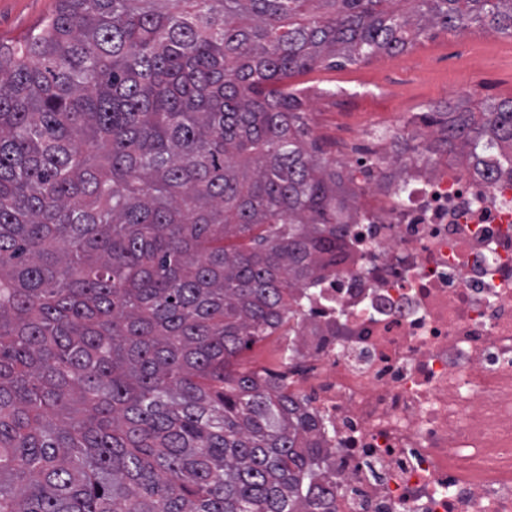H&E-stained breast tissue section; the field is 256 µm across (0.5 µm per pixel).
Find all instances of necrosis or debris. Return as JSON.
<instances>
[{"label": "necrosis or debris", "instance_id": "4bbe7bcc", "mask_svg": "<svg viewBox=\"0 0 512 512\" xmlns=\"http://www.w3.org/2000/svg\"><path fill=\"white\" fill-rule=\"evenodd\" d=\"M366 165L343 260L280 331L328 512H512V170Z\"/></svg>", "mask_w": 512, "mask_h": 512}]
</instances>
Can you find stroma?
I'll use <instances>...</instances> for the list:
<instances>
[{
    "instance_id": "1",
    "label": "stroma",
    "mask_w": 512,
    "mask_h": 512,
    "mask_svg": "<svg viewBox=\"0 0 512 512\" xmlns=\"http://www.w3.org/2000/svg\"><path fill=\"white\" fill-rule=\"evenodd\" d=\"M56 0H0V44L21 39ZM303 117L328 158L378 149L373 128L420 126V114L446 102L479 106L512 98V37L480 28L440 27L406 52L361 64L319 66L303 76Z\"/></svg>"
}]
</instances>
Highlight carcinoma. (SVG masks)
I'll use <instances>...</instances> for the list:
<instances>
[{"instance_id": "carcinoma-1", "label": "carcinoma", "mask_w": 512, "mask_h": 512, "mask_svg": "<svg viewBox=\"0 0 512 512\" xmlns=\"http://www.w3.org/2000/svg\"><path fill=\"white\" fill-rule=\"evenodd\" d=\"M0 44V512H317L318 424L232 358L336 252L292 80L512 0H56ZM425 148L512 166V99Z\"/></svg>"}]
</instances>
